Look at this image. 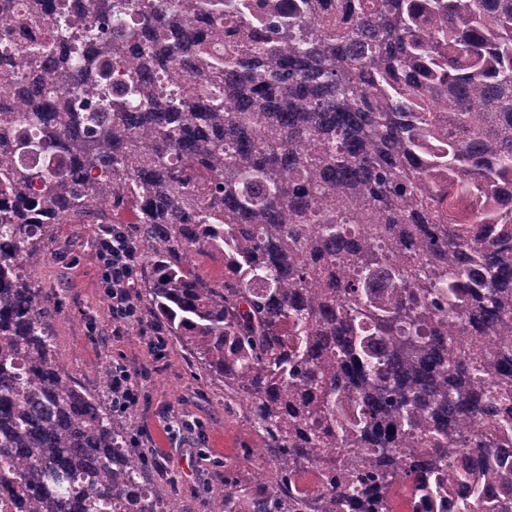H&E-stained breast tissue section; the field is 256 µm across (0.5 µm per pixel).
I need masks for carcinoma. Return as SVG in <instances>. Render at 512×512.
Returning <instances> with one entry per match:
<instances>
[{
	"mask_svg": "<svg viewBox=\"0 0 512 512\" xmlns=\"http://www.w3.org/2000/svg\"><path fill=\"white\" fill-rule=\"evenodd\" d=\"M31 194L144 209L134 287L258 437L209 504L512 512V0H0V497L165 512L55 358Z\"/></svg>",
	"mask_w": 512,
	"mask_h": 512,
	"instance_id": "cac0c4a2",
	"label": "carcinoma"
}]
</instances>
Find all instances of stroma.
Here are the masks:
<instances>
[{"instance_id": "obj_1", "label": "stroma", "mask_w": 512, "mask_h": 512, "mask_svg": "<svg viewBox=\"0 0 512 512\" xmlns=\"http://www.w3.org/2000/svg\"><path fill=\"white\" fill-rule=\"evenodd\" d=\"M94 227L57 224L47 247L25 266L39 288L54 329L55 356L86 388L109 398L99 371L117 356L147 368L139 384L145 400L125 419L149 429L159 458L150 478L171 512H210L209 495L224 482L225 465L248 470L243 460L256 441L239 415L224 407L223 385L208 378L175 339L163 356L148 351L137 330L112 333L108 299L99 283ZM195 420V432L178 435L180 418Z\"/></svg>"}]
</instances>
